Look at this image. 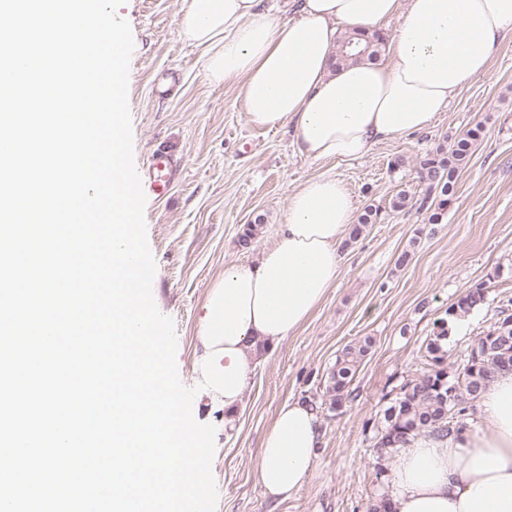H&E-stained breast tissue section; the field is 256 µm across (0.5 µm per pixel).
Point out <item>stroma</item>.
<instances>
[{"label":"stroma","mask_w":512,"mask_h":512,"mask_svg":"<svg viewBox=\"0 0 512 512\" xmlns=\"http://www.w3.org/2000/svg\"><path fill=\"white\" fill-rule=\"evenodd\" d=\"M183 7L184 0H126L121 10L135 43L128 99L137 170L145 172L158 150L177 161L170 193L147 195L145 219L156 262L153 295L175 324L181 382L193 387L200 380L210 288L226 266L256 260L277 242L290 193L330 174L346 185L357 211H381L358 240L342 246L341 277L307 323L266 349L232 428L224 426L222 406L196 395L194 418L217 429L216 512H366L384 487L372 452L375 428L400 387L427 371L425 345L436 322L448 321L445 364L453 369L498 310L512 305V36L488 73L467 83L425 131L379 143L356 161H313L296 151L290 128L249 124L237 83L208 81L200 50L179 28ZM479 124L483 133L438 223L426 209H390L399 191L422 196L421 157ZM398 159L402 167L392 169ZM251 223L258 231L241 247ZM479 285L486 306L449 315ZM366 336L372 347L351 383L354 400L330 410L327 374L346 345ZM297 397L319 408L317 465L300 490L270 500L256 461L279 404Z\"/></svg>","instance_id":"obj_1"}]
</instances>
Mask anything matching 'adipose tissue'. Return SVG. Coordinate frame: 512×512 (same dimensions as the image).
Here are the masks:
<instances>
[{
  "mask_svg": "<svg viewBox=\"0 0 512 512\" xmlns=\"http://www.w3.org/2000/svg\"><path fill=\"white\" fill-rule=\"evenodd\" d=\"M388 23L385 60L335 66L342 31ZM179 27L201 49L211 83L239 82L252 126H291L297 152L310 159L355 160L428 128L467 81L487 73L512 35V0H298L286 22L273 0H186ZM354 212L336 177L307 181L287 199L278 242L255 262L226 267L211 289L199 365L225 421L251 387L262 348L295 335L337 283ZM320 437L316 404H280L256 462L267 497L305 484ZM383 494L394 512H512V372L495 378L448 437H410Z\"/></svg>",
  "mask_w": 512,
  "mask_h": 512,
  "instance_id": "adipose-tissue-1",
  "label": "adipose tissue"
}]
</instances>
